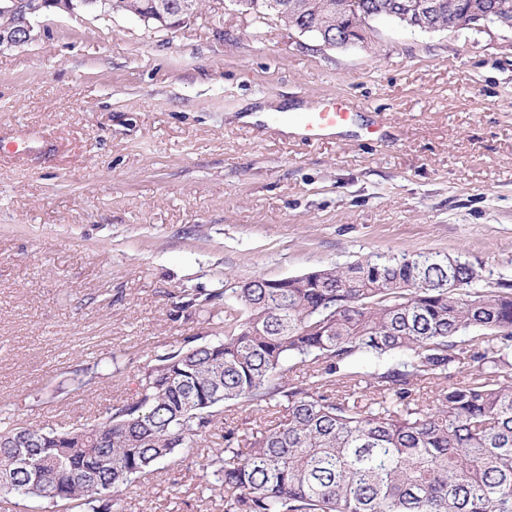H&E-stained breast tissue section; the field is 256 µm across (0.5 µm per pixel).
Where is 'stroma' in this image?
<instances>
[{
  "mask_svg": "<svg viewBox=\"0 0 512 512\" xmlns=\"http://www.w3.org/2000/svg\"><path fill=\"white\" fill-rule=\"evenodd\" d=\"M367 41L325 47L205 0L175 29L52 10L0 48V423L96 422L158 356L210 341L257 277L429 251L512 284V33L381 20ZM336 98L382 140L278 131ZM270 419L224 413L122 512H224L203 467Z\"/></svg>",
  "mask_w": 512,
  "mask_h": 512,
  "instance_id": "35a3bbf8",
  "label": "stroma"
}]
</instances>
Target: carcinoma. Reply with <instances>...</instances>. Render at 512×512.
I'll list each match as a JSON object with an SVG mask.
<instances>
[{"label": "carcinoma", "instance_id": "1", "mask_svg": "<svg viewBox=\"0 0 512 512\" xmlns=\"http://www.w3.org/2000/svg\"><path fill=\"white\" fill-rule=\"evenodd\" d=\"M278 4L316 39L357 34L410 0H236L258 19ZM417 26L466 29L512 0H433ZM178 15L202 0H108L107 11ZM439 253H376L238 288L215 340L161 355L132 402L92 425L0 427V500L119 512L122 487L195 447L223 412L273 424L206 463L224 512H512V288ZM469 366L457 381L461 365ZM298 372L299 378L291 377ZM423 384L431 395L421 397Z\"/></svg>", "mask_w": 512, "mask_h": 512}]
</instances>
